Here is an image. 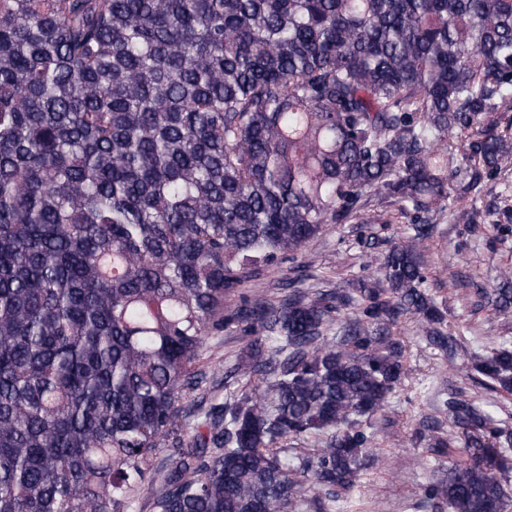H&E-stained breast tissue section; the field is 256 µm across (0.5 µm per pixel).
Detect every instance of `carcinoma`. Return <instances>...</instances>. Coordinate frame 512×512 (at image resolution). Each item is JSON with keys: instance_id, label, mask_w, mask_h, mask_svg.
I'll return each mask as SVG.
<instances>
[{"instance_id": "carcinoma-1", "label": "carcinoma", "mask_w": 512, "mask_h": 512, "mask_svg": "<svg viewBox=\"0 0 512 512\" xmlns=\"http://www.w3.org/2000/svg\"><path fill=\"white\" fill-rule=\"evenodd\" d=\"M511 110L512 0H0V512H134L144 490L150 512H325L350 493L406 372L390 326L456 349L420 244L447 214L475 223L457 203L485 178L512 212ZM372 198L410 224L376 281L239 294ZM218 327L266 342L154 470ZM470 360L512 392V350ZM448 412L464 443L428 426L453 463L425 495L508 512L512 430L469 399Z\"/></svg>"}]
</instances>
